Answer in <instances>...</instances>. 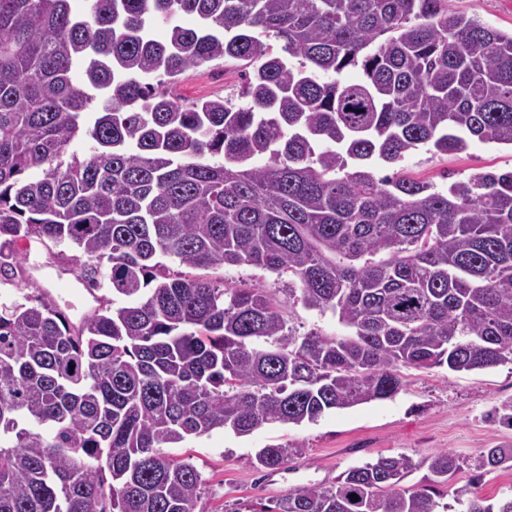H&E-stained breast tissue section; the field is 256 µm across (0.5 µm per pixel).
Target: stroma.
Segmentation results:
<instances>
[{
  "label": "stroma",
  "instance_id": "obj_1",
  "mask_svg": "<svg viewBox=\"0 0 512 512\" xmlns=\"http://www.w3.org/2000/svg\"><path fill=\"white\" fill-rule=\"evenodd\" d=\"M449 13H464L505 32L512 31V0H448ZM236 62H211L187 71L177 91L188 97L230 96L240 82ZM394 170L409 178L444 188L476 173L512 170V147L471 140L461 153L420 148L394 166L378 165L379 174ZM73 248L39 251L40 272L0 284V306L45 296L79 323L96 306L73 271ZM218 284H246L270 292L287 287V278L261 268L215 265L204 271ZM406 384L394 398L362 404L325 415L299 427L269 425L248 436L216 430L188 439L169 454L193 464L202 478L198 512H262L288 492L309 484H331L347 467L381 455L407 454L420 460L440 451L460 458L487 448H512V428L495 422L491 411L512 402V365L487 370L451 372L406 369ZM304 445L302 455L283 470L256 469L259 448L273 443Z\"/></svg>",
  "mask_w": 512,
  "mask_h": 512
}]
</instances>
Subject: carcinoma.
<instances>
[{
    "label": "carcinoma",
    "instance_id": "1",
    "mask_svg": "<svg viewBox=\"0 0 512 512\" xmlns=\"http://www.w3.org/2000/svg\"><path fill=\"white\" fill-rule=\"evenodd\" d=\"M71 2L0 0V283L26 239L76 248L77 277L112 298L79 327L45 299L0 309V512H196L201 476L171 445L389 399L404 368L512 364V171L444 190L373 172L420 145L512 146V33L446 0ZM225 58L247 104L175 93ZM349 67L364 79L324 80ZM171 262L286 275L288 303L347 335H298L273 295ZM421 466L429 485L403 487ZM494 469L511 449L381 455L278 512H439L447 494L512 512L473 490Z\"/></svg>",
    "mask_w": 512,
    "mask_h": 512
}]
</instances>
